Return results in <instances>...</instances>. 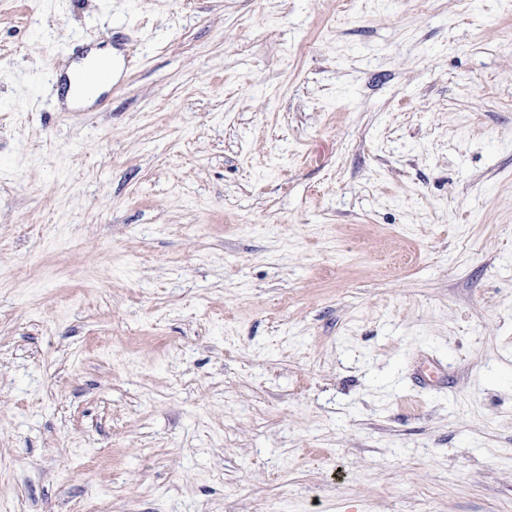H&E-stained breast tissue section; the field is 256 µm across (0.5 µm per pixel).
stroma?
<instances>
[{
  "label": "stroma",
  "instance_id": "1",
  "mask_svg": "<svg viewBox=\"0 0 512 512\" xmlns=\"http://www.w3.org/2000/svg\"><path fill=\"white\" fill-rule=\"evenodd\" d=\"M0 512H512V0H0ZM86 62V61H85ZM84 62V63H85ZM83 63V65H84ZM82 65V66H83ZM72 70L73 73L71 75V93L74 99H76L80 103H88L94 100L106 87L105 83H107L110 79V72L103 65L94 61L89 64L83 71L80 81L82 84L87 86H93L98 84H103L95 88H84L78 83L76 86L74 85L73 77L77 76L83 67Z\"/></svg>",
  "mask_w": 512,
  "mask_h": 512
}]
</instances>
